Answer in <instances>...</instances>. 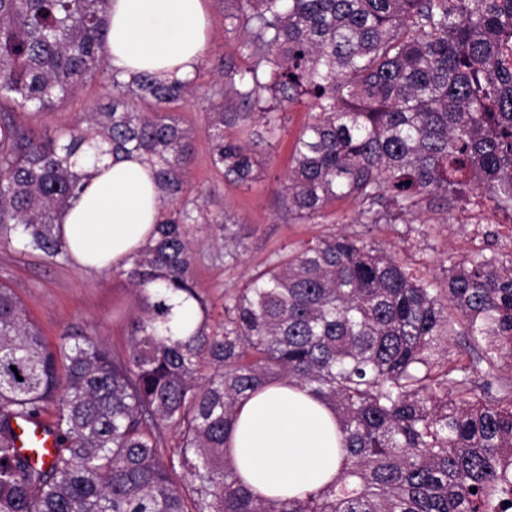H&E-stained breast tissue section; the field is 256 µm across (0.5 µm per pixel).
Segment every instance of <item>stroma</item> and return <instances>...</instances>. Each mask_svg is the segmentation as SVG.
<instances>
[{
	"instance_id": "1",
	"label": "stroma",
	"mask_w": 512,
	"mask_h": 512,
	"mask_svg": "<svg viewBox=\"0 0 512 512\" xmlns=\"http://www.w3.org/2000/svg\"><path fill=\"white\" fill-rule=\"evenodd\" d=\"M224 6V0H207L211 39L197 67V83L203 87L214 82L220 61L233 63L240 70L249 65L241 49L246 35L243 30L225 27ZM110 76V71L100 72L73 98L40 114L35 120L37 129L55 133L76 114L108 103L112 97ZM205 108L206 102L199 96L175 107L186 125L196 130L189 180L194 187L210 189L209 211L230 217L242 241L237 261L227 264L219 259L223 252L220 230L193 225L192 232L200 240L195 278L212 297L242 287L273 252L334 232L383 246L410 275L435 289L446 285L449 260L459 261L487 249L512 251L511 239L488 236V210L450 209L437 200L423 203L405 221L358 223L360 205L351 198L333 202L320 218L291 219L281 207L278 189L290 168L294 140L315 113L311 101L290 106L285 129L275 137L264 135L259 125L246 132L236 126L225 128V136L247 144L260 164L259 179L248 185L226 181L213 168L211 143L202 128ZM0 282L15 289L50 345L59 344L62 336L81 332L97 337L114 352H125L128 324L138 311V300L119 271H92L71 261L24 252L13 242H0Z\"/></svg>"
}]
</instances>
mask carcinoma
Here are the masks:
<instances>
[{"label":"carcinoma","instance_id":"1","mask_svg":"<svg viewBox=\"0 0 512 512\" xmlns=\"http://www.w3.org/2000/svg\"><path fill=\"white\" fill-rule=\"evenodd\" d=\"M108 2L0 0V237L70 260L58 221L105 154L146 156L169 208L121 270L140 301L123 355L85 335L50 347L0 283V512H490L512 477V254L448 257L440 300L385 250L329 234L223 293L211 323L189 231L209 192L189 184L194 137L171 111L196 78L114 71L109 104L55 135L30 125L103 69ZM230 2L252 65L220 64L205 92L224 178L259 176L224 127L273 134L308 98L318 115L279 190L288 216L352 197L358 223L378 224L432 197L489 201L512 223V0ZM219 227L233 261L237 231ZM177 293L198 308L186 335ZM451 336L475 357L450 358ZM277 381L334 410L346 457L335 481L273 501L239 483L224 440L238 404ZM50 407L57 445L35 463L14 425Z\"/></svg>","mask_w":512,"mask_h":512}]
</instances>
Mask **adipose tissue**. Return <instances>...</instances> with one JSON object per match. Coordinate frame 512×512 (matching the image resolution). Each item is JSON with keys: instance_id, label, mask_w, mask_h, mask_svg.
<instances>
[{"instance_id": "obj_1", "label": "adipose tissue", "mask_w": 512, "mask_h": 512, "mask_svg": "<svg viewBox=\"0 0 512 512\" xmlns=\"http://www.w3.org/2000/svg\"><path fill=\"white\" fill-rule=\"evenodd\" d=\"M209 38L204 0H110L107 59L123 77L144 71L162 81L192 77ZM161 208L143 158L108 157L61 215L60 232L75 263L120 268L149 239ZM225 447L243 485L268 499L318 489L344 460L334 413L285 381L240 404Z\"/></svg>"}]
</instances>
